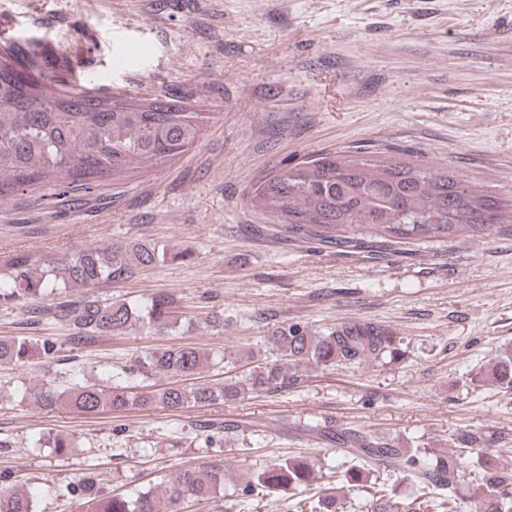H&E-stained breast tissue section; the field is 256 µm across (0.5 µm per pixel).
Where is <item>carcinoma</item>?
I'll return each mask as SVG.
<instances>
[{
  "instance_id": "cac0c4a2",
  "label": "carcinoma",
  "mask_w": 512,
  "mask_h": 512,
  "mask_svg": "<svg viewBox=\"0 0 512 512\" xmlns=\"http://www.w3.org/2000/svg\"><path fill=\"white\" fill-rule=\"evenodd\" d=\"M46 57L12 43L0 45V201L14 194L42 189L57 197L80 190L95 191L98 182L139 165L158 164L182 154L199 136L208 116L187 112L170 101L137 99L122 94L101 97L92 89L72 86L59 64L54 75L44 73ZM253 206L273 217L290 237L316 239L351 253L366 252L379 259L390 251L452 240L490 230L512 219V208L478 191L446 168L399 161L378 151H336L319 154L269 176L254 188ZM160 258L155 244L131 240L69 254L41 265L19 253L0 268V302L32 306L36 321L61 322L73 331L71 340L85 343L98 336H118L136 328L168 333L182 320L172 299L154 294L147 303L103 300L89 293L102 283L126 280ZM64 295L57 296V290ZM81 291L77 296L73 290ZM268 343L279 356L259 360L237 378L193 387L171 385L156 389L126 385V377L150 379L189 377L205 369L210 354L191 345L148 349L135 356L125 375L106 384L73 382L66 388L35 385L25 391L30 403L46 411L68 409L83 415L162 408L178 411L243 399L258 392L273 393L298 384L296 366L341 367L382 363L403 356L402 338L374 322L344 321L316 335L298 323L278 326ZM32 355L25 336L0 338V364H23ZM213 360L222 363L224 357ZM481 382L512 389V346L495 354ZM308 432L342 447L363 461L344 472L343 482L361 486L380 471L398 470L422 491L439 495L448 512H462L466 497L454 474L463 468L452 453L429 458L426 448H403L392 439L360 435L315 424ZM475 457L476 512H512V466L493 462L491 441L467 436ZM36 444L60 455L76 447L62 435H43ZM224 465L187 468L164 492L176 505L186 498L209 501L224 489ZM313 480V467L303 457H288L268 465L241 489L296 490ZM73 495L87 500L88 512H160L152 493L136 497L102 496L98 479L88 474L72 485ZM330 494L309 500V512H338ZM0 512H33L31 495L0 472Z\"/></svg>"
}]
</instances>
